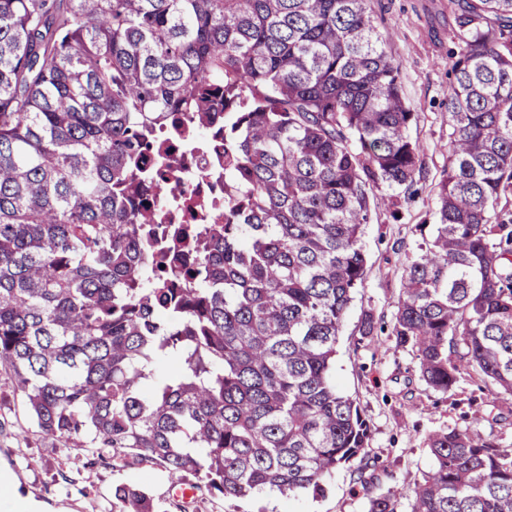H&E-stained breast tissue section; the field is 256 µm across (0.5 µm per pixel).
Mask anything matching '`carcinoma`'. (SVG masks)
I'll return each mask as SVG.
<instances>
[{"mask_svg":"<svg viewBox=\"0 0 512 512\" xmlns=\"http://www.w3.org/2000/svg\"><path fill=\"white\" fill-rule=\"evenodd\" d=\"M448 166L391 335L427 387L469 371L512 397V0H450ZM224 108V224L153 253L150 132ZM368 0H0V368L41 432L241 502L324 495L357 463L365 512H512V448L430 433L408 491L369 471L371 427L336 389V344L382 189L421 145ZM110 512H161L123 484Z\"/></svg>","mask_w":512,"mask_h":512,"instance_id":"cac0c4a2","label":"carcinoma"}]
</instances>
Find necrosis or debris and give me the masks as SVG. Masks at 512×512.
I'll list each match as a JSON object with an SVG mask.
<instances>
[{
	"label": "necrosis or debris",
	"instance_id": "necrosis-or-debris-1",
	"mask_svg": "<svg viewBox=\"0 0 512 512\" xmlns=\"http://www.w3.org/2000/svg\"><path fill=\"white\" fill-rule=\"evenodd\" d=\"M154 139L166 151L168 163L156 167L148 155L142 166L154 173L150 203L159 224L178 226L192 238L203 225L223 223V120L199 128L184 123L174 133L162 129Z\"/></svg>",
	"mask_w": 512,
	"mask_h": 512
}]
</instances>
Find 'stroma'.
<instances>
[{
    "label": "stroma",
    "instance_id": "1",
    "mask_svg": "<svg viewBox=\"0 0 512 512\" xmlns=\"http://www.w3.org/2000/svg\"><path fill=\"white\" fill-rule=\"evenodd\" d=\"M375 24L400 66L414 118L408 136L423 147L421 170L399 217L376 209L364 229L368 270L343 322L334 376L342 393L356 398L371 424L370 464L382 484L408 488L430 470L428 434L442 428L475 429L502 445L512 444V399L495 398L476 375L461 374L454 393L443 395L420 380L410 349L396 346L391 327L402 275L435 222L434 187L448 164V46L455 25L448 0H369ZM385 328L377 343L359 333L364 313ZM0 464L7 465L22 492L42 502L45 512H107L114 488L142 477L139 469H118L60 450L32 422L25 400L0 371ZM148 490L166 512H233L234 502L196 494L191 503L174 496L161 470L153 468ZM351 467L336 469L323 497L288 498L267 492L246 503L247 512H363L354 496Z\"/></svg>",
    "mask_w": 512,
    "mask_h": 512
}]
</instances>
